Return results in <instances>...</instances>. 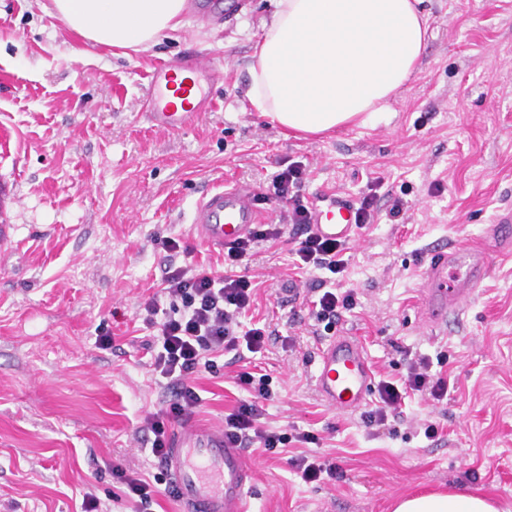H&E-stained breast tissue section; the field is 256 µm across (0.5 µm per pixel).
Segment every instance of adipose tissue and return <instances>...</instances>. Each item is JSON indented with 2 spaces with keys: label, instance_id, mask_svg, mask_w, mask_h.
<instances>
[{
  "label": "adipose tissue",
  "instance_id": "adipose-tissue-1",
  "mask_svg": "<svg viewBox=\"0 0 512 512\" xmlns=\"http://www.w3.org/2000/svg\"><path fill=\"white\" fill-rule=\"evenodd\" d=\"M422 0H274L254 46L248 98L295 134L390 111L427 45ZM187 0H51L48 13L88 43L149 50L184 25ZM394 512H497L467 493L402 498Z\"/></svg>",
  "mask_w": 512,
  "mask_h": 512
}]
</instances>
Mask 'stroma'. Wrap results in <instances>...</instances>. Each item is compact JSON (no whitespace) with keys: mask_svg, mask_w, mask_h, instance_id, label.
Segmentation results:
<instances>
[{"mask_svg":"<svg viewBox=\"0 0 512 512\" xmlns=\"http://www.w3.org/2000/svg\"><path fill=\"white\" fill-rule=\"evenodd\" d=\"M218 23L186 13L176 37L145 53L93 46L47 15L40 0H0V512H134L114 467L161 471L145 416L167 409L137 318L168 264L221 268L222 249L199 240L190 216L203 190H263L279 164L308 167L305 197L331 189L360 199L382 178L374 223L349 244L345 287L359 305L332 331L315 319L292 261L291 234L250 259L257 299L242 315L277 330L251 371L279 393L265 426L313 431L304 449L246 452L255 469L251 512H392L405 494L469 491L512 512V256L486 234L512 212V0H423L430 34L419 68L386 115L324 136L286 133L251 107L252 48L270 0H221ZM223 80L212 106L180 133L144 115L149 74L193 50ZM402 200L391 217L393 200ZM193 248L171 254L165 238ZM483 245L491 270L448 326L423 331L419 263L437 244ZM112 347L99 349L100 330ZM358 336L378 376L403 378L404 351L435 355L455 391L406 399L401 418L375 430L328 408L311 376L331 333ZM242 368L217 357L190 382L195 414L220 427L243 399ZM432 420L436 438L418 425ZM336 462L332 482H303L297 453Z\"/></svg>","mask_w":512,"mask_h":512,"instance_id":"1","label":"stroma"}]
</instances>
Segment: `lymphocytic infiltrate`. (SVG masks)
<instances>
[{
    "label": "lymphocytic infiltrate",
    "instance_id": "obj_1",
    "mask_svg": "<svg viewBox=\"0 0 512 512\" xmlns=\"http://www.w3.org/2000/svg\"><path fill=\"white\" fill-rule=\"evenodd\" d=\"M305 176L306 170L299 162L284 165L271 176L264 196L285 202L286 210L278 223L256 230L249 238L225 249L223 271L190 263L168 268L160 293L141 303L144 322L157 329L147 347L153 352L154 371L166 379L174 391L171 410L175 416L192 415L200 407L202 398L189 378L200 368L209 366L213 355L230 351L257 354L265 349L272 337L265 326L248 328L240 335L235 332L239 317L254 301V284L247 260L257 242L278 239L284 230H291L296 243L294 269L320 274L319 279L310 284L317 322L333 324L341 311L356 308L358 301L354 289L338 287L348 266L344 246L312 236L308 230L312 212L302 194ZM445 361L446 356L442 353L433 358L407 355V373L403 379L396 382L379 380L377 402L363 416L366 426L383 427L389 420L400 417L409 396L421 395L437 402L447 398L450 381L433 369L434 364ZM237 382L253 392L254 398L240 401L224 416V434L235 447L255 445L270 450L293 441L317 443V436L309 431L288 435L262 427L260 419L264 410L261 403L275 395L270 375L243 372L238 374Z\"/></svg>",
    "mask_w": 512,
    "mask_h": 512
}]
</instances>
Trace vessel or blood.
<instances>
[{
  "mask_svg": "<svg viewBox=\"0 0 512 512\" xmlns=\"http://www.w3.org/2000/svg\"><path fill=\"white\" fill-rule=\"evenodd\" d=\"M216 69L201 54L157 65L150 72L151 84L172 90L171 100L148 99V119L167 132L191 128L206 111L199 101V77L213 78ZM255 191L241 185L204 192L195 204L192 229L208 245L224 248L252 235L266 217L254 205ZM311 232L340 243L354 241L359 232L357 207L350 197L322 191L312 198ZM490 266L484 250L477 248L431 249L421 263L420 293L423 326L447 324L461 310L464 298L473 296ZM456 278H449V268ZM375 370L363 343L344 334L332 337L318 352L312 376L320 399L336 412L351 415L368 404L375 384ZM163 467L169 475V490L182 512H248L246 488L253 480L243 449L231 447L223 429H203L182 420L173 430Z\"/></svg>",
  "mask_w": 512,
  "mask_h": 512,
  "instance_id": "b4317fda",
  "label": "vessel or blood"
}]
</instances>
